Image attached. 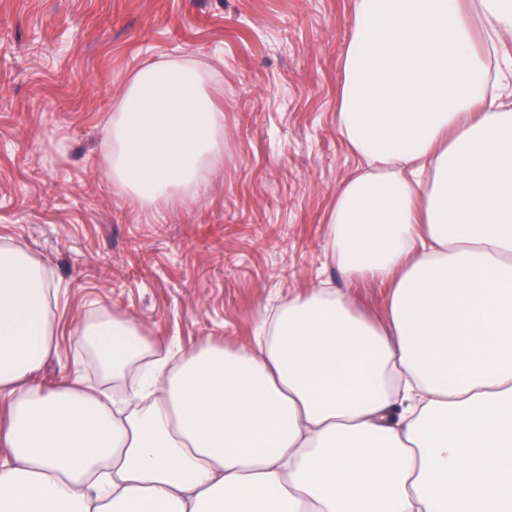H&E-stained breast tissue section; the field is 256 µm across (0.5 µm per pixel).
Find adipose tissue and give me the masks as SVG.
Returning a JSON list of instances; mask_svg holds the SVG:
<instances>
[{"mask_svg":"<svg viewBox=\"0 0 512 512\" xmlns=\"http://www.w3.org/2000/svg\"><path fill=\"white\" fill-rule=\"evenodd\" d=\"M512 0H356L336 91L361 169L326 250L384 319L322 284L252 348L175 355L130 318H83L104 381L45 388V270L0 246V512H512ZM195 64L127 83L104 174L149 210L199 193L224 114ZM355 307L372 318L382 319L386 312V289L374 282H361L350 288Z\"/></svg>","mask_w":512,"mask_h":512,"instance_id":"1","label":"adipose tissue"}]
</instances>
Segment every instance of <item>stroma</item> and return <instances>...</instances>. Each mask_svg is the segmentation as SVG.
<instances>
[{"label":"stroma","instance_id":"stroma-1","mask_svg":"<svg viewBox=\"0 0 512 512\" xmlns=\"http://www.w3.org/2000/svg\"><path fill=\"white\" fill-rule=\"evenodd\" d=\"M355 0H0V245L57 284L70 377L80 316L158 346L249 347L261 313L345 281L325 250L332 193L358 165L336 120ZM218 71L224 157L197 198L144 212L102 171L112 105L145 63Z\"/></svg>","mask_w":512,"mask_h":512}]
</instances>
